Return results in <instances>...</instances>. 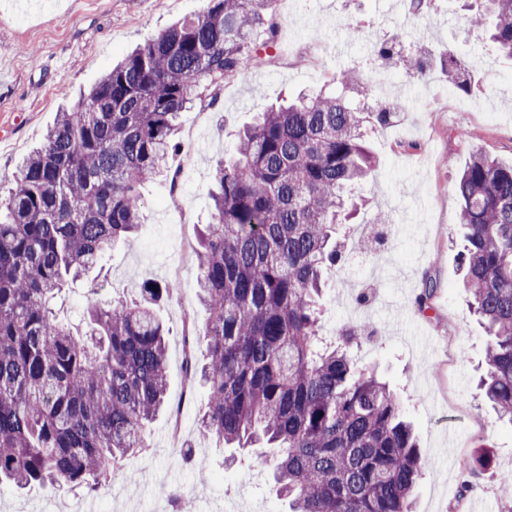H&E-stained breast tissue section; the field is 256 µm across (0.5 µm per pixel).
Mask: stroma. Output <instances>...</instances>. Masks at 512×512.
Wrapping results in <instances>:
<instances>
[{
  "instance_id": "obj_1",
  "label": "stroma",
  "mask_w": 512,
  "mask_h": 512,
  "mask_svg": "<svg viewBox=\"0 0 512 512\" xmlns=\"http://www.w3.org/2000/svg\"><path fill=\"white\" fill-rule=\"evenodd\" d=\"M205 0H0V187L12 186L26 156L38 147L70 98L88 89L135 46L174 22L195 16ZM279 40L267 64L244 80L228 79L215 109L182 113L181 150L170 165L182 190L171 195L164 180L144 189V207L131 245L108 252L94 281L77 283L67 314L80 321L89 301L136 297L145 282H176L162 303L169 328L168 401L178 418L162 416L148 429V448L128 455L127 482L99 491L54 493L0 484V512H172L169 492L194 487L193 512H287L266 468L224 465V447L197 431L204 388H189L182 330L187 318L204 322L197 302L193 249L207 223L215 163L230 154L238 133L283 96L333 94L334 75L354 69L370 77L379 61L374 43L397 31L428 54L464 58L475 79L471 93L451 90L438 67L419 76L389 65L395 83L373 86L367 100L376 112L388 102L401 108L392 123L369 133L378 166L357 189L358 223L388 219L381 250L343 258L326 275L321 322L327 342L349 327L369 326L351 354L358 367L376 369L403 402L426 461L413 512H512L503 488L512 476V426L500 423L477 388L486 336L462 286L455 185L474 150L512 164V61L499 57L484 33L463 20L460 0H435L419 11L413 0H279ZM361 28L351 37L350 25ZM439 284L428 310L417 296L425 277ZM372 288L358 303L360 284ZM192 443L194 464L182 461ZM494 450L493 464L467 496L458 490L463 465L479 445Z\"/></svg>"
}]
</instances>
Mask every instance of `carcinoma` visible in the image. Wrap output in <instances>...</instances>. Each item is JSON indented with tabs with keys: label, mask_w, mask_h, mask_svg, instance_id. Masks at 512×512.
Instances as JSON below:
<instances>
[{
	"label": "carcinoma",
	"mask_w": 512,
	"mask_h": 512,
	"mask_svg": "<svg viewBox=\"0 0 512 512\" xmlns=\"http://www.w3.org/2000/svg\"><path fill=\"white\" fill-rule=\"evenodd\" d=\"M276 2L207 0L135 48L58 113L0 197V482L96 492L126 477L119 460L148 447V424L169 409V329L156 306L175 284L93 302L83 329L61 317L67 290L132 241L143 186L169 170L178 115L216 107L224 80L264 64L278 41ZM482 2L466 22L512 59V0ZM375 49L408 74L435 63L453 90L473 88L452 52L433 60L398 33ZM334 80L369 97L349 70ZM397 109L298 96L261 113L215 166L195 249L206 351L186 364L209 391L198 431L226 448L276 449L258 462L291 512H412L426 467L400 398L355 367L350 348L366 328L345 329L334 346L321 337L324 269L340 260L339 226L358 208L349 188L374 167L366 123L385 127ZM456 194L462 278L488 336L480 388L512 425V165L476 151ZM492 461V449L475 451L460 495Z\"/></svg>",
	"instance_id": "cac0c4a2"
}]
</instances>
